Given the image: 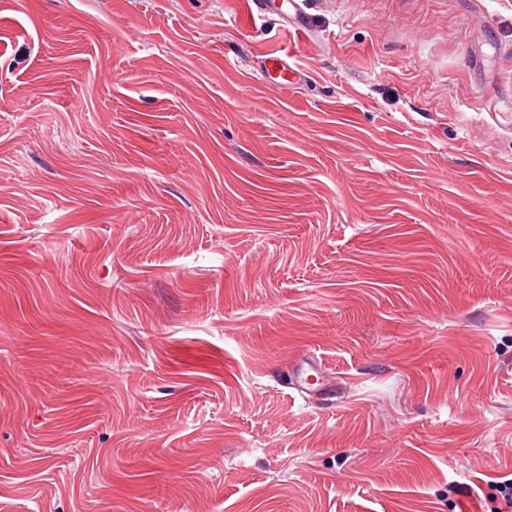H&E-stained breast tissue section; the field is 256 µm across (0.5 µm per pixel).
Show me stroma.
I'll return each mask as SVG.
<instances>
[{
    "label": "stroma",
    "instance_id": "1",
    "mask_svg": "<svg viewBox=\"0 0 512 512\" xmlns=\"http://www.w3.org/2000/svg\"><path fill=\"white\" fill-rule=\"evenodd\" d=\"M305 4L0 0V512H488L512 0ZM261 74L266 78L268 75L275 74L277 78H281L280 88L288 89L296 86L299 82V76L292 69L288 68L287 62L277 54H269L260 62ZM292 387L301 395L312 397L328 390V382L320 364L311 356H303L292 369Z\"/></svg>",
    "mask_w": 512,
    "mask_h": 512
}]
</instances>
